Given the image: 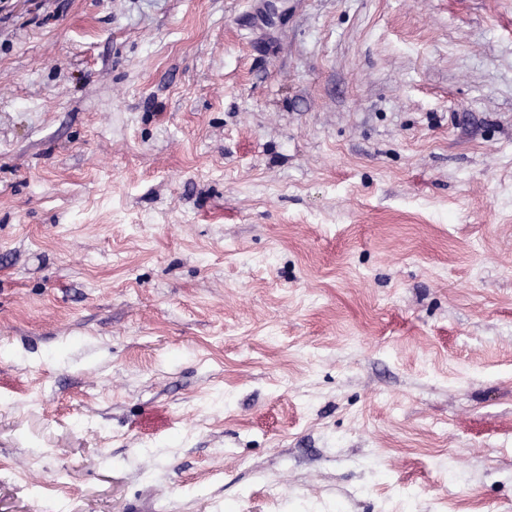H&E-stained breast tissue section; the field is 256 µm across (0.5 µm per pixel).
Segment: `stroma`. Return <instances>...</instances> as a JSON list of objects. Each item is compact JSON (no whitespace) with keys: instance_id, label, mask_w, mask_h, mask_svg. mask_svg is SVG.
<instances>
[{"instance_id":"stroma-1","label":"stroma","mask_w":512,"mask_h":512,"mask_svg":"<svg viewBox=\"0 0 512 512\" xmlns=\"http://www.w3.org/2000/svg\"><path fill=\"white\" fill-rule=\"evenodd\" d=\"M512 512V0H0V512Z\"/></svg>"}]
</instances>
